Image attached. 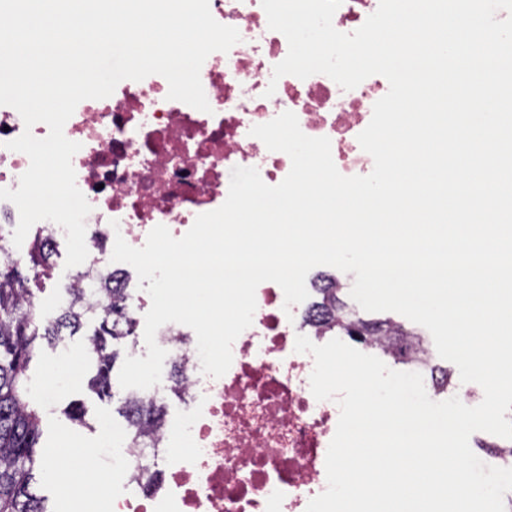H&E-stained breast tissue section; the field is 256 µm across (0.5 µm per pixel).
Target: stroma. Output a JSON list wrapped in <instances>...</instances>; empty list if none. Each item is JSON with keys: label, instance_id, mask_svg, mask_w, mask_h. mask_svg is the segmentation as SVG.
<instances>
[{"label": "stroma", "instance_id": "1", "mask_svg": "<svg viewBox=\"0 0 512 512\" xmlns=\"http://www.w3.org/2000/svg\"><path fill=\"white\" fill-rule=\"evenodd\" d=\"M65 260V247H58L52 258L51 279L38 282L33 287L36 303L42 314L48 317L57 313L65 294L64 288L73 275L72 270L66 269ZM97 327V320H84L79 332L68 337L71 357L66 361L60 358L57 344L40 343L30 367L29 377L34 381L48 375L59 379L76 373L81 376L80 381L59 396L52 406L39 409L42 445L46 454L40 492L51 503L59 495L73 490L77 479L100 482L112 479L107 456L93 447L95 437L91 425L99 417L108 416L115 425L125 426L126 420L120 408L127 392L116 385L110 396L102 398L87 386L86 380L92 370L88 343ZM74 400L81 401L85 407L86 426L72 423L64 413L68 403Z\"/></svg>", "mask_w": 512, "mask_h": 512}]
</instances>
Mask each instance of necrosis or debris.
Segmentation results:
<instances>
[{
    "instance_id": "1",
    "label": "necrosis or debris",
    "mask_w": 512,
    "mask_h": 512,
    "mask_svg": "<svg viewBox=\"0 0 512 512\" xmlns=\"http://www.w3.org/2000/svg\"><path fill=\"white\" fill-rule=\"evenodd\" d=\"M209 8L241 36L202 65L210 112L168 99L167 80L153 74L121 81L108 98L81 101L64 125L65 137L80 145L72 165L92 207L86 267L131 274V265L111 259L116 237L139 248L160 224L182 237L199 214L225 202L233 167H254L267 185L281 183L290 157L268 150L250 130L282 112L295 113L305 135L329 138L342 175L364 176L374 167L358 136L389 90L385 77L370 76L351 90L323 74L273 79L288 42L269 29L261 0H209ZM271 85L276 91L269 97ZM23 130L20 114L0 105V188L17 189L30 165L26 154L8 147ZM256 303L251 326L232 345L231 367L219 378L202 373L190 327L159 329L173 369L158 391L137 398L147 407L159 393H172L183 410L145 427L138 445L129 427L113 426L107 416L96 421L95 445L111 451L112 478L120 483L101 497L98 512H306L326 490L325 459L340 408L313 396L314 359L296 352L295 340L302 334L322 345L336 333L311 305L284 310L282 289L258 288ZM370 344L412 357L434 400L461 395L460 383L428 371L430 353L418 337L376 336Z\"/></svg>"
}]
</instances>
